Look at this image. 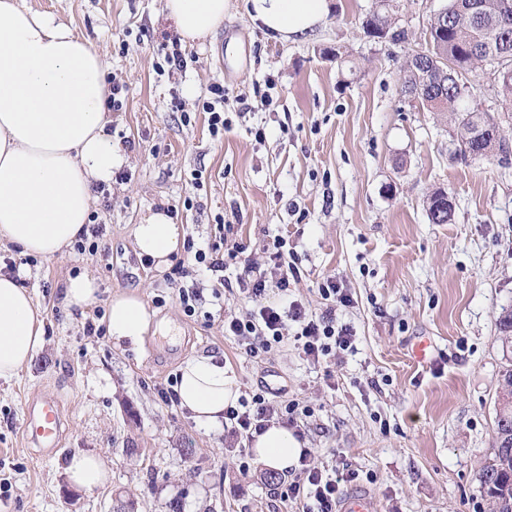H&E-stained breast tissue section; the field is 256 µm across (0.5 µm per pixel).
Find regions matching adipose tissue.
I'll use <instances>...</instances> for the list:
<instances>
[{
    "label": "adipose tissue",
    "mask_w": 512,
    "mask_h": 512,
    "mask_svg": "<svg viewBox=\"0 0 512 512\" xmlns=\"http://www.w3.org/2000/svg\"><path fill=\"white\" fill-rule=\"evenodd\" d=\"M230 0H165L181 38L194 43L224 22ZM251 20L283 41L307 39L327 18L329 0H243ZM104 58L67 24L26 6L0 0V244L44 259L64 255L89 223L92 187L111 184L127 162L107 132L109 95ZM140 256L164 269L180 253L185 233L169 214L144 216L133 228ZM166 326L135 292L110 298L106 331L119 348L139 349ZM44 342V317L30 290L0 273V378L29 364ZM181 409L207 430L224 425V410L239 398L233 371L213 356H193L179 367ZM301 442L274 423L251 440L259 466L287 471ZM72 487L92 491L109 474L97 456L71 457Z\"/></svg>",
    "instance_id": "adipose-tissue-1"
}]
</instances>
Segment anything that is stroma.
Masks as SVG:
<instances>
[{
    "mask_svg": "<svg viewBox=\"0 0 512 512\" xmlns=\"http://www.w3.org/2000/svg\"><path fill=\"white\" fill-rule=\"evenodd\" d=\"M74 27L123 86L108 132L127 163L92 208L103 236L96 253L71 249L28 265L19 248L0 245V272L15 262L44 318V346L10 379H0V512H298L275 494L280 473L241 472L236 445L199 429L170 393L182 360L222 357L240 394L269 389L309 407L300 417L305 447L319 466L346 468L374 496L377 512H489L478 473L493 451L500 374L506 365L496 319L512 306V165L459 161L448 123L401 92L407 55L425 45L430 16L447 0H396L399 44L364 35L376 0H333L304 41L284 42L255 26L241 7L201 42L183 69L158 74L176 36L164 0H26ZM343 47L338 61L331 49ZM223 85V138L208 130L202 104ZM273 98L247 111L254 89ZM264 129L256 140L254 129ZM202 171V189L191 184ZM447 193L450 223L433 224L426 200ZM192 208H184V199ZM173 209L199 248L214 243L216 216L233 224L253 258L280 236L297 257L288 295L321 312L318 285L333 277L353 297L336 310L356 340L340 365L304 359L292 335L272 355L246 357L224 333L234 293L214 298V274L193 251L185 263L204 293L187 315L165 275L140 258L132 228L148 212ZM97 277L101 301L86 313L62 302L65 281ZM142 293L169 336H146L140 351L89 336L104 324L111 295ZM428 341L419 361L414 347ZM61 403L59 448L26 443L28 403ZM84 451L111 473L92 492L71 488L64 465Z\"/></svg>",
    "mask_w": 512,
    "mask_h": 512,
    "instance_id": "obj_1",
    "label": "stroma"
}]
</instances>
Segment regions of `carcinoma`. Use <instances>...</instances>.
<instances>
[{
	"label": "carcinoma",
	"instance_id": "1",
	"mask_svg": "<svg viewBox=\"0 0 512 512\" xmlns=\"http://www.w3.org/2000/svg\"><path fill=\"white\" fill-rule=\"evenodd\" d=\"M512 0H448L445 15L433 16L429 21L430 42L424 52L412 55L411 65L403 69L401 91L403 94L420 86L418 59L424 55L444 58L455 78L427 89L429 100L439 99L430 105L434 112L451 114L450 124L458 143L454 156L460 160L471 157L478 148L483 158L508 163L512 140L504 134L502 120L508 116L494 115L468 104L470 78L486 68L481 52L469 50L472 44L484 49L506 53L505 65L512 68V8L504 9V2ZM389 26V16L374 12L362 22L364 34L369 38L385 39L383 29ZM443 192L434 193L427 203L429 221L448 224L454 211L440 209L437 200ZM502 348H512V313L504 308L498 317ZM494 455L479 472V482L489 498L492 512H512V414L497 417L493 425Z\"/></svg>",
	"mask_w": 512,
	"mask_h": 512
}]
</instances>
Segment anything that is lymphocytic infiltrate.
<instances>
[{
	"label": "lymphocytic infiltrate",
	"mask_w": 512,
	"mask_h": 512,
	"mask_svg": "<svg viewBox=\"0 0 512 512\" xmlns=\"http://www.w3.org/2000/svg\"><path fill=\"white\" fill-rule=\"evenodd\" d=\"M285 245L281 237L265 245L264 251L272 265L268 272L261 270L243 243H234L228 250L214 244L209 251H195L196 263L205 265L217 275L212 289L214 297H221L223 289L235 285L251 304L245 311L225 314L224 333L237 339L247 357L258 358L270 354L282 341L288 327L292 326L296 329L294 337L306 360L314 363L339 360L344 352L353 349L355 336L350 325L336 320L337 306L349 305L352 299L335 279H326L318 288L325 302L324 310L318 314L309 313L295 301L274 305L266 300L269 291L287 292L291 278L297 275L293 255L286 251ZM231 267L236 270V277L232 280L225 276ZM252 402V407L245 410L234 406L225 409L224 417L231 423L229 436L248 438L265 430L270 422L278 421L290 426L296 421L297 401L278 403L257 393L253 395ZM346 481V476L319 467L311 451L306 449L301 454L295 478L279 487L278 493L284 499L302 502L303 512H336Z\"/></svg>",
	"instance_id": "obj_1"
}]
</instances>
